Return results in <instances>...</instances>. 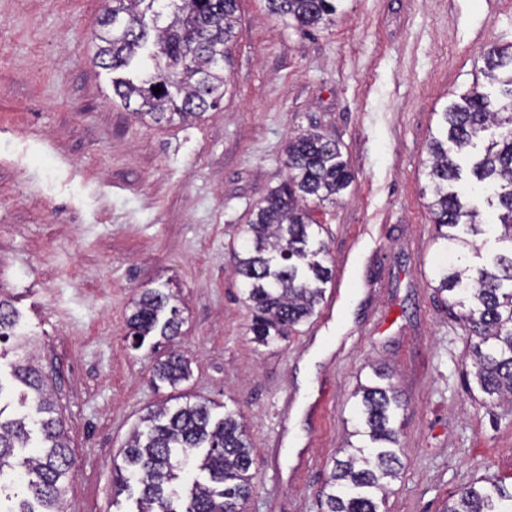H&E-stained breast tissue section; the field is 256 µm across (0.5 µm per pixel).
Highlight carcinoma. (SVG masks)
<instances>
[{
    "instance_id": "cac0c4a2",
    "label": "carcinoma",
    "mask_w": 512,
    "mask_h": 512,
    "mask_svg": "<svg viewBox=\"0 0 512 512\" xmlns=\"http://www.w3.org/2000/svg\"><path fill=\"white\" fill-rule=\"evenodd\" d=\"M158 0H111L95 34L99 64L112 71V94L124 107L160 123L202 117L218 106L230 85L226 68L237 37L239 0H168L171 20L149 29L147 12ZM270 13L300 27L334 21L339 0H266ZM156 52L145 78L127 75L148 42ZM481 74L499 86L500 98L473 87L440 113L427 145L429 204L436 240L458 262H439L433 274L436 292L447 294L469 339L465 358L480 388L492 402L512 406V48L492 46ZM161 88L154 94L153 89ZM482 143L471 167L475 193L496 201V223H483L481 212L453 189L460 179L456 156ZM287 178L272 188L241 225V251L235 253L242 302L253 312L249 331L259 345L288 340L308 323L323 300L331 278L328 250L319 239L322 225L311 205L334 203L353 181L336 143L318 132L298 134L286 149ZM494 237L501 249L484 258L476 237ZM176 297L145 289L128 317L129 336L143 342L159 336L170 344L181 335L183 318ZM18 311L0 299V343L16 337ZM11 376L27 392L28 411L5 415L0 405V512H63L72 458L62 421L44 387L41 371L30 361L10 365ZM190 362L172 352L153 367L154 386H169L172 406L148 410L114 462L113 484L132 491L137 512H244L254 490L253 446L242 414L206 399L195 402L178 392L189 379ZM376 381L353 393L355 441L346 458L334 462L323 488L324 512H381L388 485L399 478V429L403 401L391 375L374 372ZM208 475L195 479L185 495L172 490L181 479L182 459ZM23 480L26 495L15 502L3 496L5 479ZM446 512H512V490L493 484L471 485L448 499Z\"/></svg>"
}]
</instances>
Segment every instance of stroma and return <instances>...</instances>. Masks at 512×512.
Wrapping results in <instances>:
<instances>
[{
    "label": "stroma",
    "instance_id": "35a3bbf8",
    "mask_svg": "<svg viewBox=\"0 0 512 512\" xmlns=\"http://www.w3.org/2000/svg\"><path fill=\"white\" fill-rule=\"evenodd\" d=\"M105 0H0V297L40 367L70 445L66 512H135L112 463L147 409L157 357L133 348L142 289L176 288L188 395L240 411L254 448L246 512H322L351 394L373 367L406 405L386 512H444L478 479L512 485V407L470 389L466 332L432 288L439 258L424 160L439 114L492 45H512V0H342L303 29L240 0L231 85L191 123L112 98L95 61ZM317 130L354 174L315 207L339 298L287 342L256 346L233 247L283 182L288 142Z\"/></svg>",
    "mask_w": 512,
    "mask_h": 512
}]
</instances>
